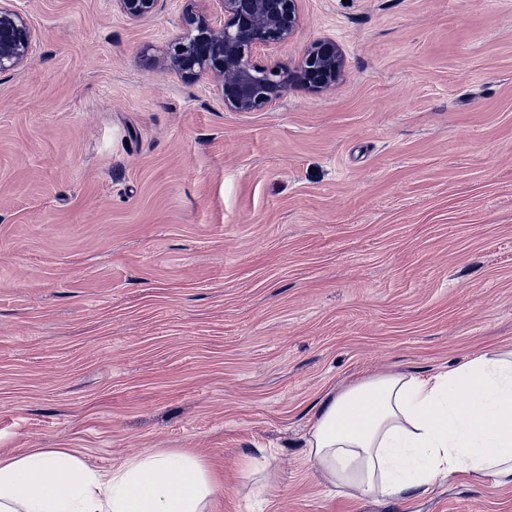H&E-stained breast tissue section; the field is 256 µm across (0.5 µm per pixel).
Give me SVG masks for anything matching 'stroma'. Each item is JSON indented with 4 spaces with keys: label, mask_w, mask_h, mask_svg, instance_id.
<instances>
[{
    "label": "stroma",
    "mask_w": 512,
    "mask_h": 512,
    "mask_svg": "<svg viewBox=\"0 0 512 512\" xmlns=\"http://www.w3.org/2000/svg\"><path fill=\"white\" fill-rule=\"evenodd\" d=\"M0 74V456L147 449L224 475L207 512H512L460 474L338 493L306 457L330 390L512 350V0H302L266 57L345 64L259 112L158 57L184 0H16ZM12 2L0 1V74L25 68L32 55L34 33ZM162 0H113L119 12L128 20L139 21L154 16Z\"/></svg>",
    "instance_id": "obj_1"
}]
</instances>
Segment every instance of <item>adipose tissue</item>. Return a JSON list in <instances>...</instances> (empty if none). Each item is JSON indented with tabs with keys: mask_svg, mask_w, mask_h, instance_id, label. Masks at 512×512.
Here are the masks:
<instances>
[{
	"mask_svg": "<svg viewBox=\"0 0 512 512\" xmlns=\"http://www.w3.org/2000/svg\"><path fill=\"white\" fill-rule=\"evenodd\" d=\"M336 489L402 499L459 474L512 484V354L421 378L368 376L326 393L306 438ZM222 487L199 457L145 450L109 472L76 453L0 457V512H206Z\"/></svg>",
	"mask_w": 512,
	"mask_h": 512,
	"instance_id": "ef3b65f1",
	"label": "adipose tissue"
}]
</instances>
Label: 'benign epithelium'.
I'll return each instance as SVG.
<instances>
[{
	"label": "benign epithelium",
	"mask_w": 512,
	"mask_h": 512,
	"mask_svg": "<svg viewBox=\"0 0 512 512\" xmlns=\"http://www.w3.org/2000/svg\"><path fill=\"white\" fill-rule=\"evenodd\" d=\"M0 0V74L25 68L32 55L34 33L13 5ZM131 21L155 15L161 0H113ZM207 14L188 7L184 32L169 43L160 64L187 80L202 77L217 86L224 109L257 112L288 92L299 79L315 92L336 85L344 58L331 39L312 42L294 73L281 65L266 64L256 53L286 43L301 23L300 0H213Z\"/></svg>",
	"instance_id": "obj_1"
}]
</instances>
